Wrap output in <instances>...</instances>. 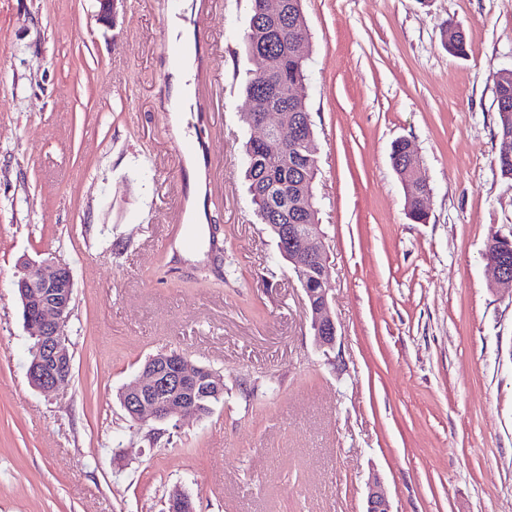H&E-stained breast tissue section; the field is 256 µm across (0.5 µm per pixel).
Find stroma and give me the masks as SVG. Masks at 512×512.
<instances>
[{
    "label": "stroma",
    "mask_w": 512,
    "mask_h": 512,
    "mask_svg": "<svg viewBox=\"0 0 512 512\" xmlns=\"http://www.w3.org/2000/svg\"><path fill=\"white\" fill-rule=\"evenodd\" d=\"M98 10L0 0V512H163L176 486L195 512H363L375 475L392 512H512V295L484 258L512 234L492 81L512 69V0H303L327 351L243 178L248 0L200 8L224 84L192 72L181 137L171 0H116L109 28ZM191 138L214 160L224 283L163 264ZM400 138L430 187L423 224L391 165ZM47 256L74 277L72 375L49 394L14 288L21 259ZM165 351L220 372L224 400L153 443L118 393Z\"/></svg>",
    "instance_id": "1"
}]
</instances>
